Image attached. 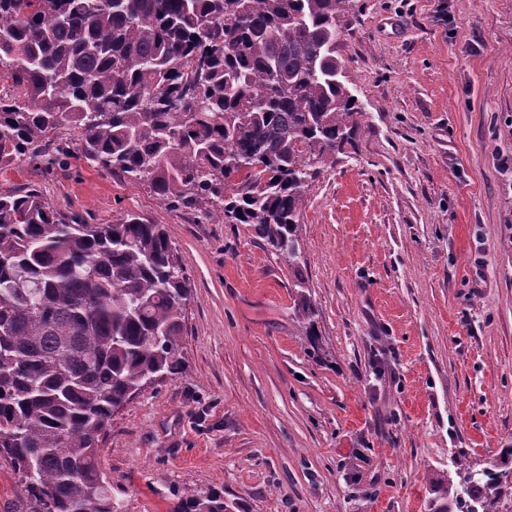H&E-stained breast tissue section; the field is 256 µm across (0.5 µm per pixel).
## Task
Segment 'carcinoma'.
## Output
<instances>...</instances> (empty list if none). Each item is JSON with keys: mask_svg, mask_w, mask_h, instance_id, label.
<instances>
[{"mask_svg": "<svg viewBox=\"0 0 512 512\" xmlns=\"http://www.w3.org/2000/svg\"><path fill=\"white\" fill-rule=\"evenodd\" d=\"M354 0H0V168L86 163L252 224L293 265L314 181L365 113L336 55ZM76 129L72 141L59 130ZM190 283L162 224L0 194V455L34 512H116L113 410L180 368ZM429 512H512V448L460 454ZM217 495L183 512H226Z\"/></svg>", "mask_w": 512, "mask_h": 512, "instance_id": "obj_1", "label": "carcinoma"}]
</instances>
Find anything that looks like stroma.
Segmentation results:
<instances>
[{
	"label": "stroma",
	"instance_id": "1",
	"mask_svg": "<svg viewBox=\"0 0 512 512\" xmlns=\"http://www.w3.org/2000/svg\"><path fill=\"white\" fill-rule=\"evenodd\" d=\"M342 27L366 117L307 194L299 268L82 160L0 168V193L165 225L191 283L180 373L101 442L118 512H429L455 455L512 448V0H357ZM31 507L0 457V512ZM227 505L217 495H208L205 498L191 497L186 500L185 507L181 512H224Z\"/></svg>",
	"mask_w": 512,
	"mask_h": 512
}]
</instances>
